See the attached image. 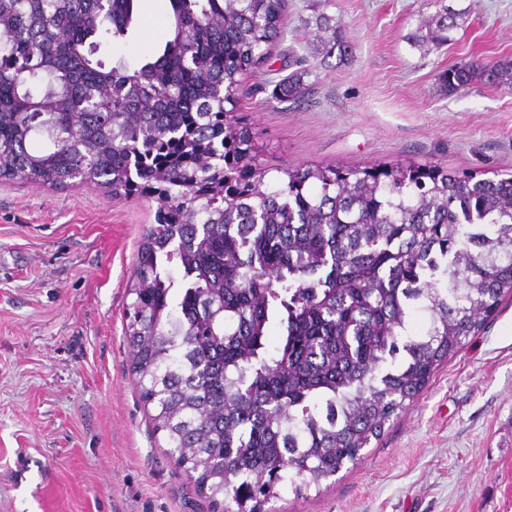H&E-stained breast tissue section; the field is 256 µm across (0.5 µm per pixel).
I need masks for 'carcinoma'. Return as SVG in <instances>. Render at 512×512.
Segmentation results:
<instances>
[{
  "label": "carcinoma",
  "mask_w": 512,
  "mask_h": 512,
  "mask_svg": "<svg viewBox=\"0 0 512 512\" xmlns=\"http://www.w3.org/2000/svg\"><path fill=\"white\" fill-rule=\"evenodd\" d=\"M169 5L163 51L108 69L96 54L127 35L136 0H0V184L160 199L130 275L131 370L199 490L258 512L361 460L512 296V174L308 166L269 181L226 105L283 41L288 0ZM454 26L445 7L415 38L446 43ZM316 28L333 31L326 57L351 54L329 18ZM305 75L273 98L304 99ZM478 80L511 83L512 63L444 77L450 92Z\"/></svg>",
  "instance_id": "carcinoma-1"
}]
</instances>
